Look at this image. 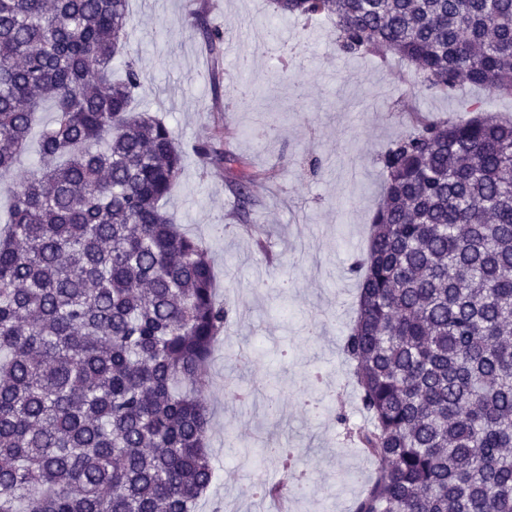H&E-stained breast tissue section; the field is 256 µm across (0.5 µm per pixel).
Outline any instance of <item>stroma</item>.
Wrapping results in <instances>:
<instances>
[{"label": "stroma", "instance_id": "obj_1", "mask_svg": "<svg viewBox=\"0 0 512 512\" xmlns=\"http://www.w3.org/2000/svg\"><path fill=\"white\" fill-rule=\"evenodd\" d=\"M130 11L139 105L165 118L183 150L164 208L207 247L230 311L203 390L215 475L197 512H254L258 482L283 475L261 452L271 438L295 450V512H350L379 467L345 431L364 422L343 352L360 288L350 265L383 192L376 159L405 130L391 110L412 69L393 56L341 58L332 22L273 15L269 0H130ZM200 17L224 32L220 59ZM278 37L310 48L285 59ZM470 102L512 118V97L471 85L416 100L441 120ZM206 141L257 172L247 208L234 171L195 151Z\"/></svg>", "mask_w": 512, "mask_h": 512}]
</instances>
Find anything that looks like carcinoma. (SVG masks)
Listing matches in <instances>:
<instances>
[{
	"label": "carcinoma",
	"instance_id": "carcinoma-1",
	"mask_svg": "<svg viewBox=\"0 0 512 512\" xmlns=\"http://www.w3.org/2000/svg\"><path fill=\"white\" fill-rule=\"evenodd\" d=\"M335 19L346 56L396 55L426 90L512 95V0H272ZM129 0H0V176L36 114L40 163L0 236V512H196L214 469L202 397L228 312L207 247L161 201L182 149L112 61ZM211 54L224 31L206 27ZM408 130L379 157L345 340L382 466L353 512H512V121ZM207 159L240 158L199 143Z\"/></svg>",
	"mask_w": 512,
	"mask_h": 512
}]
</instances>
